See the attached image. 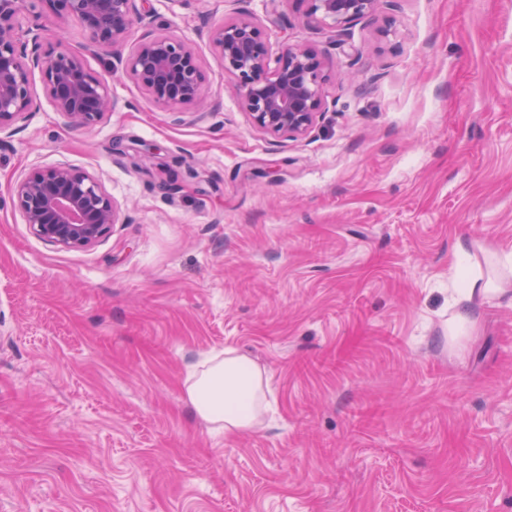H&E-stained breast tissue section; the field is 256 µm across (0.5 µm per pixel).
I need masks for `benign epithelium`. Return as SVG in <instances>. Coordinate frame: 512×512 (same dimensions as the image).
Wrapping results in <instances>:
<instances>
[{"label":"benign epithelium","instance_id":"1","mask_svg":"<svg viewBox=\"0 0 512 512\" xmlns=\"http://www.w3.org/2000/svg\"><path fill=\"white\" fill-rule=\"evenodd\" d=\"M36 1L56 16L79 18L85 49L98 53L123 44L134 26L143 23L148 16L144 0H0V133L31 110L30 75L35 69L56 111L74 126L93 127L115 108L106 79L90 72L80 53L60 46L43 51L39 42L22 40L14 18ZM306 2L309 20L328 28L331 42L343 45L349 25L375 13L381 0ZM268 38L266 27L246 15L208 31L253 126L276 139L304 138L326 112L324 62L311 47L287 42L272 68ZM118 63L159 108L182 113L202 103L207 75L188 40L149 30ZM11 200L34 235L64 249L96 246L119 219L101 182L69 166L35 169L18 178Z\"/></svg>","mask_w":512,"mask_h":512}]
</instances>
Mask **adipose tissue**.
Wrapping results in <instances>:
<instances>
[{
    "instance_id": "adipose-tissue-1",
    "label": "adipose tissue",
    "mask_w": 512,
    "mask_h": 512,
    "mask_svg": "<svg viewBox=\"0 0 512 512\" xmlns=\"http://www.w3.org/2000/svg\"><path fill=\"white\" fill-rule=\"evenodd\" d=\"M268 376L252 359L233 348L192 365L185 397L210 431L236 434L257 427L270 403Z\"/></svg>"
}]
</instances>
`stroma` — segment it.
Segmentation results:
<instances>
[{"mask_svg":"<svg viewBox=\"0 0 512 512\" xmlns=\"http://www.w3.org/2000/svg\"><path fill=\"white\" fill-rule=\"evenodd\" d=\"M149 11L195 43L208 111L160 110L118 71L115 110L74 128L35 70L0 140V512H512V307L448 330L458 275L512 294V0H382L341 46L304 0ZM238 14L270 59L286 36L322 56L309 136L253 127L207 37ZM15 24L92 73L112 58L77 18ZM59 165L120 207L93 248L39 239L10 203ZM227 347L276 399L232 437L183 393Z\"/></svg>","mask_w":512,"mask_h":512,"instance_id":"obj_1","label":"stroma"}]
</instances>
